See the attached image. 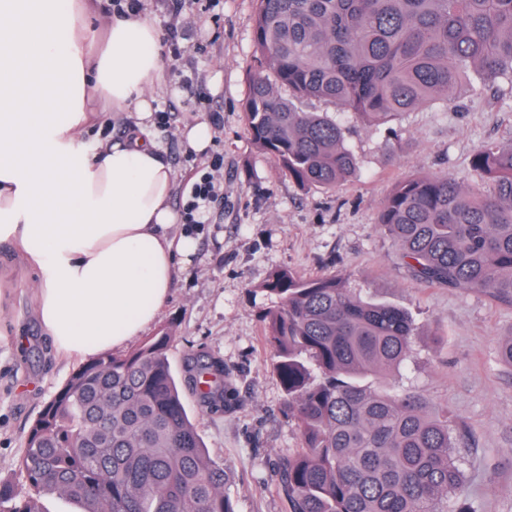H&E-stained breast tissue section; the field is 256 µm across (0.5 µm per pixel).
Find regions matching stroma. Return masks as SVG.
<instances>
[{"instance_id":"obj_1","label":"stroma","mask_w":512,"mask_h":512,"mask_svg":"<svg viewBox=\"0 0 512 512\" xmlns=\"http://www.w3.org/2000/svg\"><path fill=\"white\" fill-rule=\"evenodd\" d=\"M255 10V0H186L174 13L167 0H145L164 71L152 105L177 115L170 130L155 124L146 130L176 173L172 204L186 200L194 171H214L224 185L209 223L177 227L196 240L197 253L176 270L157 324L175 336L173 367L200 351L224 361L230 405L211 413L192 396L184 402L210 458L229 476L225 497L234 512H282L274 463L300 440L266 342L264 315L274 300L263 286L274 270L290 268L311 278L345 276L363 298L412 313L417 334L401 371L404 384L447 408L461 438L456 454L474 512H512V368L498 358L499 341L512 335V308L466 289L417 282L378 226L384 199L407 179L448 175L478 184L474 152L489 142L512 144V96L473 84L449 106L427 102L385 123L304 100V110L332 113L345 126L359 170L332 189L299 187L256 147L245 125ZM173 28L177 57L164 41ZM188 79L202 98L184 89ZM212 109L224 123L213 130L207 152L195 154L180 132L207 120ZM218 153L224 166L215 171ZM2 276L11 286L0 307V476L10 477L28 427L75 366L44 351L34 289L17 264L0 266ZM17 326L22 348L13 336Z\"/></svg>"}]
</instances>
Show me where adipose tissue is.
<instances>
[{
    "label": "adipose tissue",
    "instance_id": "adipose-tissue-1",
    "mask_svg": "<svg viewBox=\"0 0 512 512\" xmlns=\"http://www.w3.org/2000/svg\"><path fill=\"white\" fill-rule=\"evenodd\" d=\"M0 0V242L30 273L51 351L87 362L151 328L194 240L173 235L175 172L143 135L147 97L162 79L147 15H112L99 39L100 0ZM137 130L83 134L101 98ZM96 124V123H95Z\"/></svg>",
    "mask_w": 512,
    "mask_h": 512
}]
</instances>
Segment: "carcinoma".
I'll list each match as a JSON object with an SVG mask.
<instances>
[{
  "label": "carcinoma",
  "mask_w": 512,
  "mask_h": 512,
  "mask_svg": "<svg viewBox=\"0 0 512 512\" xmlns=\"http://www.w3.org/2000/svg\"><path fill=\"white\" fill-rule=\"evenodd\" d=\"M252 141L302 188L358 173L345 129L308 98L384 121L448 102L463 82L512 85V0H256ZM482 193L452 177L402 182L379 227L426 284L465 288L512 307V144L479 147ZM264 291L275 373L300 446L277 462L284 512H473L448 411L393 373L411 353L406 309L362 299L334 275L277 269ZM162 328L127 354L80 365L31 424L16 468L0 478V512H46L55 494L78 512H233L228 474L207 454L182 400L224 409V360L184 358Z\"/></svg>",
  "instance_id": "carcinoma-1"
}]
</instances>
